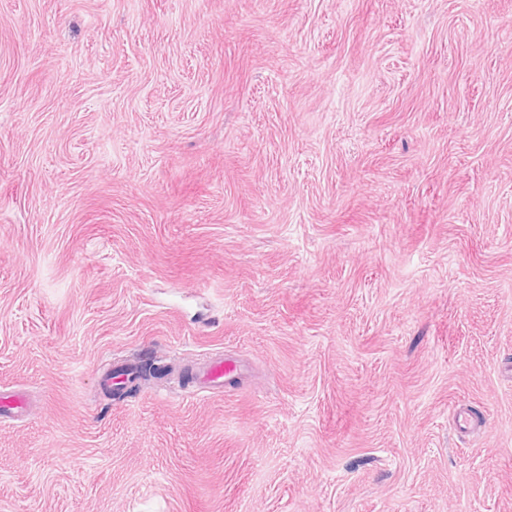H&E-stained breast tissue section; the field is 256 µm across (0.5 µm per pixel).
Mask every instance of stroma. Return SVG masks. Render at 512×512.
Returning a JSON list of instances; mask_svg holds the SVG:
<instances>
[{
	"label": "stroma",
	"instance_id": "obj_1",
	"mask_svg": "<svg viewBox=\"0 0 512 512\" xmlns=\"http://www.w3.org/2000/svg\"><path fill=\"white\" fill-rule=\"evenodd\" d=\"M3 391L0 512H512V0H0ZM242 374L241 365L224 358L217 359L205 366H199L195 370V379H197L202 388L216 389L224 386V381L230 377H236Z\"/></svg>",
	"mask_w": 512,
	"mask_h": 512
}]
</instances>
